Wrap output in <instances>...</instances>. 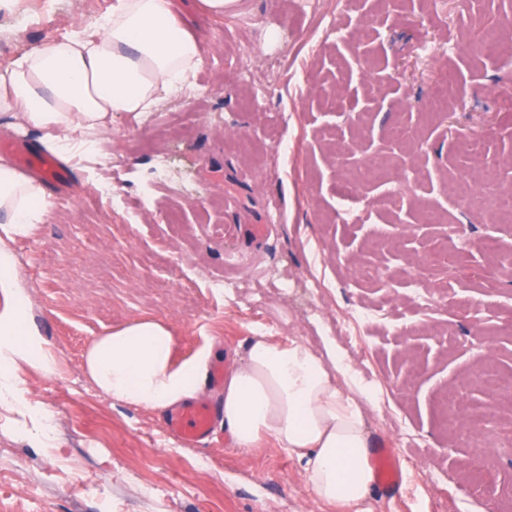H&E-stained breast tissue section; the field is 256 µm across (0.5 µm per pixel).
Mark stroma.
<instances>
[{
    "label": "stroma",
    "instance_id": "1",
    "mask_svg": "<svg viewBox=\"0 0 512 512\" xmlns=\"http://www.w3.org/2000/svg\"><path fill=\"white\" fill-rule=\"evenodd\" d=\"M34 2L0 8V58L41 40L25 14ZM43 2L64 37L93 24L86 7L104 13L113 0ZM474 2L485 30L467 26L459 0H238L221 18L178 0L203 64L192 95L154 117L115 118L122 208L93 205L100 171L63 152L67 195L11 245L27 323L58 361L54 376L27 365L17 376L59 426L48 441L28 414L0 407V512H512V399L475 382L490 364L512 378V332L500 329L512 317V279L491 288L477 274L500 237L489 210L512 186V10ZM23 20L24 44L11 38ZM398 124L405 139L390 136ZM243 134L254 144L248 161ZM283 141L288 162L269 172L261 153ZM160 150L176 193L155 169ZM378 158L387 181L360 179ZM485 167L498 180L478 184L477 200L449 192L453 175ZM128 207L144 211L143 223H125ZM429 209L446 223H426ZM362 262L380 271L377 284L360 276ZM424 265L423 286L441 302L422 314L407 298ZM258 270L271 274L261 304ZM220 275L235 277L239 297L210 288ZM459 295L482 299L485 314L460 313ZM379 300L393 312L385 326L354 322L356 308ZM137 318L167 324L179 357L207 351L228 367L257 330L320 353L335 344L371 392L374 440L402 458L401 498L326 503L275 443L245 452L218 436L189 448L161 411L112 400L88 378L84 354ZM451 398L458 414L498 406L496 423L476 437L455 431L444 420ZM487 465L491 488L475 477Z\"/></svg>",
    "mask_w": 512,
    "mask_h": 512
}]
</instances>
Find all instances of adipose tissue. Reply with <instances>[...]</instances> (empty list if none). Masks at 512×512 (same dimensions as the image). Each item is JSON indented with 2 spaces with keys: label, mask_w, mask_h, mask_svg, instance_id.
I'll list each match as a JSON object with an SVG mask.
<instances>
[{
  "label": "adipose tissue",
  "mask_w": 512,
  "mask_h": 512,
  "mask_svg": "<svg viewBox=\"0 0 512 512\" xmlns=\"http://www.w3.org/2000/svg\"><path fill=\"white\" fill-rule=\"evenodd\" d=\"M202 63L199 42L183 26L177 0H113L93 26L73 25L64 39L37 42L0 72V112L41 135L50 151L87 130L107 131L120 113L138 115L189 95ZM52 203L43 183L0 158V388L16 404L20 364L56 373L37 331L24 329L28 296L9 242L31 235ZM207 355L177 360L169 327L137 319L97 337L85 353L91 381L113 400L164 409L199 390ZM336 349L318 354L303 341L258 332L224 382V424L238 448L274 440L302 464L316 496L351 506L374 482L367 464L373 437L369 393L350 380Z\"/></svg>",
  "instance_id": "1"
}]
</instances>
